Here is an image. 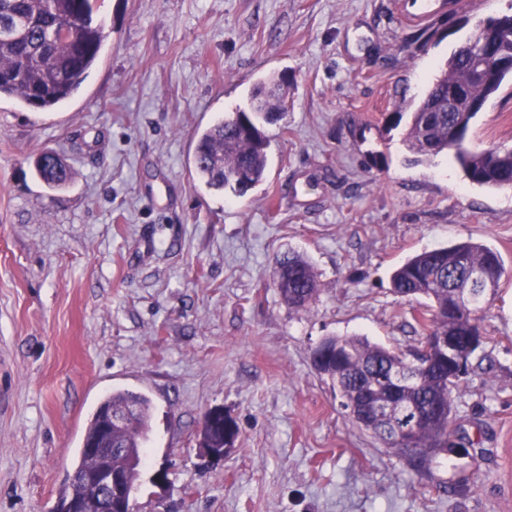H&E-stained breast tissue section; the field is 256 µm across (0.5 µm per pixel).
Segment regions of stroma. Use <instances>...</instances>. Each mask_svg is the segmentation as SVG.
<instances>
[{
  "label": "stroma",
  "mask_w": 512,
  "mask_h": 512,
  "mask_svg": "<svg viewBox=\"0 0 512 512\" xmlns=\"http://www.w3.org/2000/svg\"><path fill=\"white\" fill-rule=\"evenodd\" d=\"M103 0L101 55L49 112L0 101V512H53L88 419L112 391L151 401L136 512H512V189L454 159L416 163L408 112L478 20L512 0ZM286 75L269 165L245 197L198 183V133ZM471 149L512 148V82L473 120ZM74 171L53 190L34 160ZM470 239L507 278L481 324V369L456 398L462 453L426 476L360 430L314 370L330 336L406 349L419 299L392 291L408 257ZM304 255L318 297L272 281ZM236 421L200 458L204 413ZM166 470L165 483L152 479ZM272 280L281 300L295 311H309L315 304L319 289L310 262L302 255L292 254L276 259ZM203 438L205 441L208 442V444L211 447H215V448H204V447L200 446L202 448L203 452L208 457L213 458V459L221 460L222 458H224V455H226L230 451V449L233 445V442H232L230 444V446L226 448L225 446L227 445V442L223 438V432H221L218 429H212L210 427L205 429V431L203 432Z\"/></svg>",
  "instance_id": "stroma-1"
}]
</instances>
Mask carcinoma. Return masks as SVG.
Returning <instances> with one entry per match:
<instances>
[{
	"instance_id": "1",
	"label": "carcinoma",
	"mask_w": 512,
	"mask_h": 512,
	"mask_svg": "<svg viewBox=\"0 0 512 512\" xmlns=\"http://www.w3.org/2000/svg\"><path fill=\"white\" fill-rule=\"evenodd\" d=\"M99 0H0V99L16 98L38 111H50L73 97L89 76L102 49L105 35L96 20ZM79 17L82 25L73 36L52 35L64 20ZM467 42L472 56L455 48L429 88L410 113L404 142L413 153L427 159L448 153L472 184L504 189L512 187V149L489 147L474 152L466 137L472 120L488 99L512 76V69L499 63L512 58V30L504 31L498 18L479 21ZM280 79L258 82L251 91L250 111H237L207 128L198 137L194 156L205 162L193 164L196 177L209 189L231 191L242 197L263 180L268 166L269 140L261 124L283 112L278 87ZM465 89L467 102L448 111V87ZM36 175L48 187L67 186L73 173L53 151L41 152L35 162ZM478 272L495 285L499 294L505 266L498 252L471 240L446 248L421 252L397 267L392 276V291L406 298L424 297L430 304L413 313L417 333L415 345L394 350L366 336H332L323 340L328 353L312 355V365L322 377L336 385L340 406L360 429L369 432L385 448L407 460L418 474L428 473V463L457 449L448 444L455 436L453 410L456 394L473 370L478 351L473 338L481 335V322L494 298L475 309L462 302L471 287L468 274ZM272 280L281 300L295 311H308L318 296L317 277L310 262L292 254L275 261ZM428 336H447L457 350L463 376L448 369V363L435 356L418 365L411 356ZM414 372V379L397 386L392 393V416L385 420L361 422L354 416V404L362 391L381 385V378L393 369ZM137 407L126 424L112 433V470L128 473L136 483L140 473L130 467L123 448H144L150 424V400L134 391L117 390L96 407L86 426L75 470L77 482L60 502L71 497H90L86 486L92 461L88 440L97 429L103 413ZM421 412L412 428L409 442L398 438L393 422L402 412Z\"/></svg>"
}]
</instances>
